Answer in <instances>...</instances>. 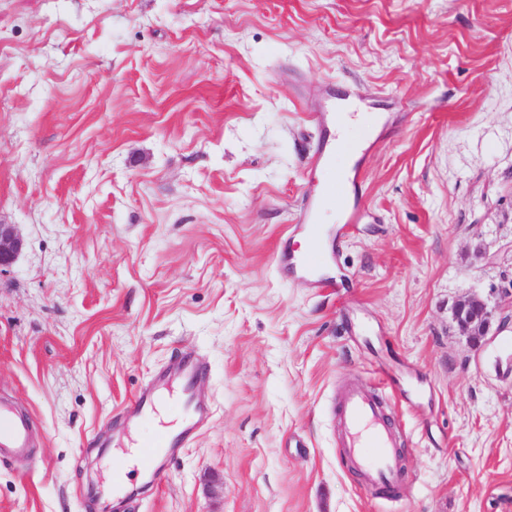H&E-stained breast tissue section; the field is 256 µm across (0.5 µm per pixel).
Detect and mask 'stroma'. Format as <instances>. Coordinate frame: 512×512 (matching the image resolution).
Wrapping results in <instances>:
<instances>
[{
  "label": "stroma",
  "instance_id": "obj_1",
  "mask_svg": "<svg viewBox=\"0 0 512 512\" xmlns=\"http://www.w3.org/2000/svg\"><path fill=\"white\" fill-rule=\"evenodd\" d=\"M353 92L329 293L283 250ZM0 224V402L33 435L0 512H512V0H0ZM186 351L210 417L113 497L161 427L120 414ZM343 385L394 420L390 497L337 443ZM23 247V240L13 224H0V269L9 267ZM453 317L470 342L476 347L481 346L493 318L485 301L475 295L467 297L454 306Z\"/></svg>",
  "mask_w": 512,
  "mask_h": 512
}]
</instances>
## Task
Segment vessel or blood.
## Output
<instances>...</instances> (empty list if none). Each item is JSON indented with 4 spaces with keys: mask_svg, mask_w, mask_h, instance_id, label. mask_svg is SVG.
<instances>
[{
    "mask_svg": "<svg viewBox=\"0 0 512 512\" xmlns=\"http://www.w3.org/2000/svg\"><path fill=\"white\" fill-rule=\"evenodd\" d=\"M344 194L343 183L324 181L320 190L309 193L300 213L301 223H311L329 201ZM320 262L318 245L298 257L294 268L300 274L311 277L315 287L335 290L336 284L316 275ZM198 372L193 358L183 360L174 376L158 375L153 389L137 393L126 405L128 415L141 419L152 418L160 405H168L180 421L183 434H190L197 418L202 414L199 403L190 402L189 391ZM336 416L344 432L342 446L350 459L360 468L366 482L387 492L398 487L399 462L393 449L394 433L380 403L368 393L351 387L343 391L336 403ZM176 444L173 435L162 431L155 435L148 451L141 453L140 464L151 470L155 479H162L160 449ZM29 446V422L18 415L12 406L0 403V456L18 455Z\"/></svg>",
    "mask_w": 512,
    "mask_h": 512,
    "instance_id": "b4317fda",
    "label": "vessel or blood"
}]
</instances>
